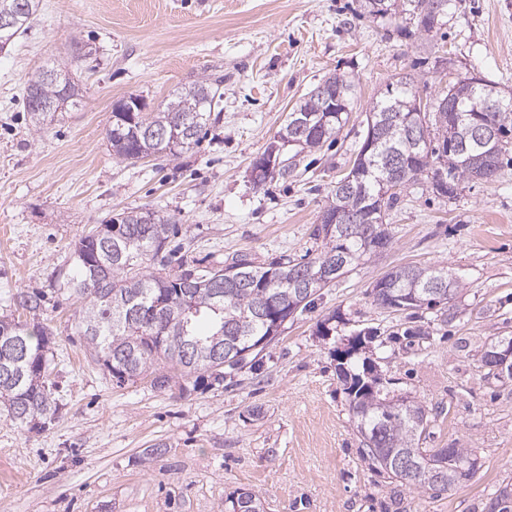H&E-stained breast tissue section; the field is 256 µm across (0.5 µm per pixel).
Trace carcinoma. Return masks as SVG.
Masks as SVG:
<instances>
[{
	"mask_svg": "<svg viewBox=\"0 0 512 512\" xmlns=\"http://www.w3.org/2000/svg\"><path fill=\"white\" fill-rule=\"evenodd\" d=\"M41 0H0L17 16L11 37L27 29L39 11ZM441 0H404L401 11L411 16L415 33L433 39L445 25L446 14L439 10ZM69 85L68 108L81 105L83 92L70 75L69 64L42 66L28 77L24 102L30 117L40 124L54 119V113L40 109L57 103L64 85ZM224 76L203 75L189 87L174 92L156 112H136L135 123L115 114L108 130V142L115 157L133 161L136 155L161 154L178 157L189 151L209 125L211 112L219 108L224 93ZM394 96L409 100L418 92L416 76L407 73L389 83ZM486 85L473 76L457 75L448 84L442 98H452L456 112L466 115L484 107ZM501 106L487 113L502 135L500 145H470L462 123L448 118V111L435 110L428 117L430 144H414L403 122H394L383 111L381 101L372 111L378 126L371 148L361 146L353 162L357 172L355 190H332L326 212H337L345 224H318L315 239L322 241L321 251L308 261L280 258L265 266L244 256L224 266L200 268L179 263L172 265L171 238L178 234L172 216L153 211H129L112 221V251L103 250L97 234L81 237L75 245L76 277L68 287L85 299L78 312L76 334L86 345L91 359L102 366L119 385L149 376L158 391L171 389L177 380L207 375L214 383L224 382V368L235 370L251 356L258 355L280 335L292 317L291 309L304 311L315 296L347 274L363 257L386 248L392 235L386 220L376 210H388L399 193L386 199L379 196L380 184L389 175L388 161L403 158L407 170L398 177L401 189L423 182L437 189L439 155L436 149L451 152L452 182L491 180L500 169L512 135V95L497 96ZM321 99L304 95L295 108L312 116L314 125L303 137L298 152L319 149L345 125L348 113L323 112ZM181 123L189 132L184 145L174 150L167 144L148 142L143 131L154 127L171 128ZM433 267L400 266L375 282L374 301L384 307V297H417L437 308L442 323L453 320L457 311L448 299L434 291ZM43 295L20 293L16 304L29 312L43 306ZM22 337L25 360L0 341V404L16 422L35 423L54 415L58 405L52 386L47 383L50 364L51 333L42 325L32 327L13 320L0 319V337ZM351 361L338 362L337 375L343 380L349 398V412L362 437L363 453L397 487L445 492L448 484L432 480V473L448 474V469L472 459L469 448H425L424 440L438 414L416 400L404 403L377 378L367 375ZM226 512H266L265 499L248 490L237 492L229 500Z\"/></svg>",
	"mask_w": 512,
	"mask_h": 512,
	"instance_id": "obj_1",
	"label": "carcinoma"
}]
</instances>
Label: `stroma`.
Instances as JSON below:
<instances>
[{
	"label": "stroma",
	"instance_id": "1",
	"mask_svg": "<svg viewBox=\"0 0 512 512\" xmlns=\"http://www.w3.org/2000/svg\"><path fill=\"white\" fill-rule=\"evenodd\" d=\"M359 12L360 0H42L32 27L0 51V318L49 329L60 405L41 430L0 409V512H224L242 489L268 512H512V380L488 377L481 361L492 338L512 336V151L495 180L466 181L453 197L423 183L405 190L386 217L389 246L322 290L223 384L117 386L74 333L83 300L66 280L76 243L96 225L131 210L174 216L184 258L199 266L313 256V229L387 83L415 74L432 100L468 73L512 93V0H449L432 45L401 35L408 15L388 26ZM76 41L88 58L71 60ZM66 59L84 100L33 127L28 75ZM210 73L224 76L223 110L198 147L175 160L113 155L117 100L137 94L153 111ZM335 73L355 84L335 143L305 154L288 180L253 188V159ZM404 265L459 279L451 323L374 303L373 283ZM35 291L48 298L41 311L16 306L18 293ZM368 331L389 389L443 407L427 447L478 458L447 493L390 484L362 453L336 348Z\"/></svg>",
	"mask_w": 512,
	"mask_h": 512
}]
</instances>
